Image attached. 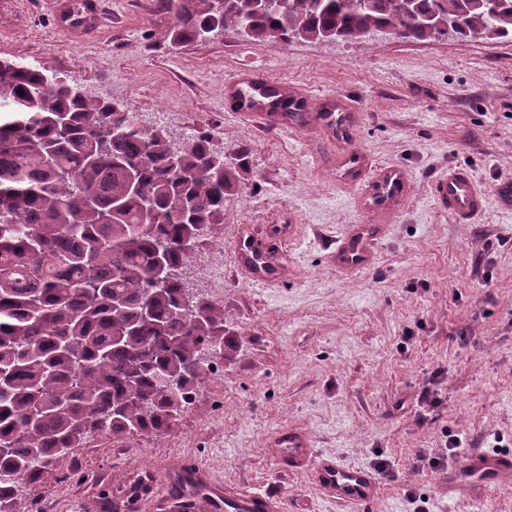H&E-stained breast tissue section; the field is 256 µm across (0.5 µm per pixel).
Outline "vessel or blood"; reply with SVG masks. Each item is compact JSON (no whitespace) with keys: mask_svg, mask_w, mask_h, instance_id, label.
Instances as JSON below:
<instances>
[{"mask_svg":"<svg viewBox=\"0 0 512 512\" xmlns=\"http://www.w3.org/2000/svg\"><path fill=\"white\" fill-rule=\"evenodd\" d=\"M56 13L66 14L59 29L71 39L85 40L101 25V11L97 0H56ZM248 94L237 99L240 111L254 117L261 106L255 95L266 89V82L255 78L252 71H243L240 79ZM317 122L329 131L328 140L333 147L330 159L337 169L343 170L346 184L360 188V207L377 216L374 224H358L336 241L333 259L337 268L352 273L369 266L382 233L383 221L392 219L405 201L410 182L407 173L395 165L370 168L365 156L350 144L352 131L358 123L354 112H321ZM434 196L440 207L461 224H468L483 213L489 201L512 210V180L504 179L493 190H485L468 172L458 168L449 169L437 177ZM267 247L262 242L252 241L245 246L240 258V267L251 277H259L260 255ZM276 460L286 468L311 467L318 485L343 508L360 507L371 502L377 495L378 483L368 469L346 466L338 461L315 457L307 439L300 434L289 436L285 448ZM512 475V453H492L475 449L467 453L458 468L448 478V493H457L480 487L496 488L506 476ZM211 498L212 512H283L280 495L268 492H253L232 485L209 482L205 485Z\"/></svg>","mask_w":512,"mask_h":512,"instance_id":"b4317fda","label":"vessel or blood"}]
</instances>
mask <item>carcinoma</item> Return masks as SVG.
<instances>
[{"label":"carcinoma","mask_w":512,"mask_h":512,"mask_svg":"<svg viewBox=\"0 0 512 512\" xmlns=\"http://www.w3.org/2000/svg\"><path fill=\"white\" fill-rule=\"evenodd\" d=\"M169 42L345 41L374 31L512 42V0H156ZM23 93H18V90ZM0 512H29L19 485L64 470L95 435L169 432L235 345L224 307L182 313L184 242L224 223L241 189L209 137L181 142L115 100L79 96L37 67L0 59ZM136 175L140 192L129 189ZM177 499L207 498L196 484Z\"/></svg>","instance_id":"cac0c4a2"}]
</instances>
